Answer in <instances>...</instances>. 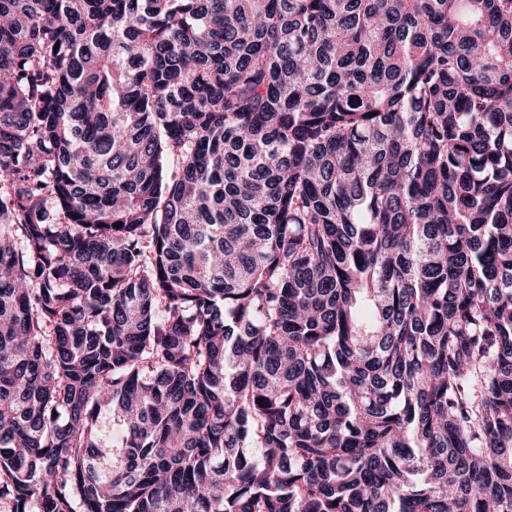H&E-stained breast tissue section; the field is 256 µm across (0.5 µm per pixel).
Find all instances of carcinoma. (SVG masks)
<instances>
[{"mask_svg":"<svg viewBox=\"0 0 512 512\" xmlns=\"http://www.w3.org/2000/svg\"><path fill=\"white\" fill-rule=\"evenodd\" d=\"M0 499L512 512V0H0Z\"/></svg>","mask_w":512,"mask_h":512,"instance_id":"carcinoma-1","label":"carcinoma"}]
</instances>
